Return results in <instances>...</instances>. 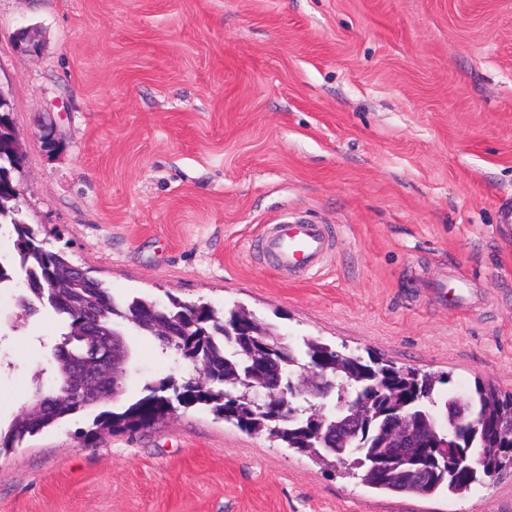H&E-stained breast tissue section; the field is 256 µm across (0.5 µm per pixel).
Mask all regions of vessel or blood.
Wrapping results in <instances>:
<instances>
[{"mask_svg":"<svg viewBox=\"0 0 512 512\" xmlns=\"http://www.w3.org/2000/svg\"><path fill=\"white\" fill-rule=\"evenodd\" d=\"M263 244L267 252L276 256L278 265L291 272L319 268L329 248L323 228L318 224L272 225Z\"/></svg>","mask_w":512,"mask_h":512,"instance_id":"vessel-or-blood-1","label":"vessel or blood"}]
</instances>
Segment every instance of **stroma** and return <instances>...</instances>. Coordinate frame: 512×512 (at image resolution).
Here are the masks:
<instances>
[{
	"label": "stroma",
	"mask_w": 512,
	"mask_h": 512,
	"mask_svg": "<svg viewBox=\"0 0 512 512\" xmlns=\"http://www.w3.org/2000/svg\"><path fill=\"white\" fill-rule=\"evenodd\" d=\"M0 91L23 219L116 298L241 306L293 346L512 391V0H0ZM288 221L324 225L318 270L262 251ZM61 330L45 311L0 328L1 424L53 381ZM126 339L120 404L191 377ZM95 418L0 454V512H512L508 472L416 498L198 406L133 433Z\"/></svg>",
	"instance_id": "35a3bbf8"
}]
</instances>
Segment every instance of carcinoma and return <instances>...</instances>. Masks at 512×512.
<instances>
[{
  "instance_id": "cac0c4a2",
  "label": "carcinoma",
  "mask_w": 512,
  "mask_h": 512,
  "mask_svg": "<svg viewBox=\"0 0 512 512\" xmlns=\"http://www.w3.org/2000/svg\"><path fill=\"white\" fill-rule=\"evenodd\" d=\"M8 133L0 132V230L9 229L14 253H0V288L16 289L17 312L9 320L12 328L43 310L61 318L64 331L53 348L57 377L50 387H37L31 401L4 429L0 428V453L19 447L26 437L57 426L68 417L114 402L112 388L101 387L84 402L74 401L63 390L61 380L73 366L91 364L100 358L121 365V352L96 347L91 337L84 335L85 320L93 315L99 325L116 333L124 349H129L125 329L152 337L161 350L173 352L196 365L198 376L191 385H178L166 376L146 387L147 395L121 406L118 411L105 410L96 416V428L109 432H135L154 424L174 404L184 407L203 406L215 415L247 432L265 431L274 440L309 455L327 467L336 465L362 484L381 492L417 497H432L442 491L457 495L479 484L486 471L498 465V450L494 443L479 433L469 443L458 447L437 449V460L424 459V445L437 442V425L422 426L421 434L404 448L408 463L383 472L392 452V442L385 428L373 423L364 437L355 444L359 451L348 449L336 454L322 447V441L311 428L309 418L314 403L305 397L288 393L280 403L291 402L299 413L288 420L283 429L268 427L266 412H253L224 399V387L243 388L244 366L256 356L271 353L277 339L270 328L253 314L232 310L224 314L209 303L183 301L171 294L167 300L134 297L121 301L114 297L105 283L90 271L75 264L65 253L46 249L38 240V231L21 218V206L12 201L16 186L10 168ZM248 323L247 334L235 337L228 345L224 327L239 322ZM322 364L345 384L337 396L348 400L357 395L370 408L393 413L407 401L409 390L418 388L424 395V405L441 418H462L479 423L487 411L512 413V393L503 394L489 384L477 383L469 392L470 406L459 411L451 407L452 391L437 388L449 382L448 376H434L416 369H392L375 359L366 361L355 354H346L318 339L303 340V348L288 347V353L278 361L283 377L301 371L304 364Z\"/></svg>"
}]
</instances>
